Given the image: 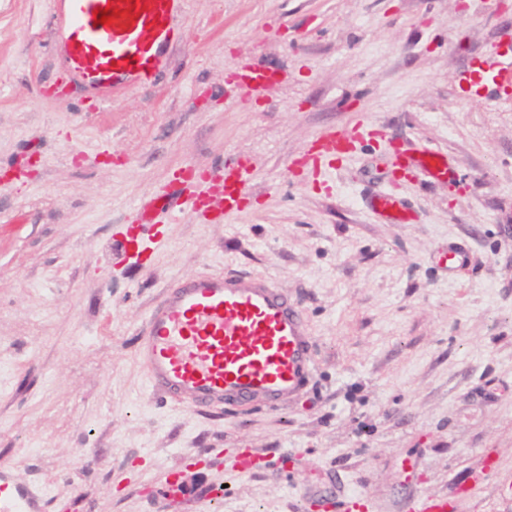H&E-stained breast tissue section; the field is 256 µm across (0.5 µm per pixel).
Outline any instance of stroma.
I'll use <instances>...</instances> for the list:
<instances>
[{
    "label": "stroma",
    "mask_w": 512,
    "mask_h": 512,
    "mask_svg": "<svg viewBox=\"0 0 512 512\" xmlns=\"http://www.w3.org/2000/svg\"><path fill=\"white\" fill-rule=\"evenodd\" d=\"M54 15L0 0V464L46 512H406L428 493L512 512V0H181L183 44L108 106L56 93ZM352 126L351 154L294 167ZM424 148L448 180L397 170ZM235 163L242 212L158 207L154 256L115 247L178 171ZM386 194L414 223L372 209ZM451 247L464 264L442 265ZM225 271L305 310L313 377L279 409L195 412L136 358L164 288ZM247 448L268 466L230 473Z\"/></svg>",
    "instance_id": "35a3bbf8"
}]
</instances>
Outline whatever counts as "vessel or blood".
<instances>
[{
	"label": "vessel or blood",
	"mask_w": 512,
	"mask_h": 512,
	"mask_svg": "<svg viewBox=\"0 0 512 512\" xmlns=\"http://www.w3.org/2000/svg\"><path fill=\"white\" fill-rule=\"evenodd\" d=\"M67 30L64 77L94 89L103 100L114 90L152 80L181 35L171 25L179 0H57ZM109 17L95 23V12ZM356 129L331 128L307 146L300 167L319 173L326 161L348 153ZM433 177L447 172L444 153L422 150L404 158L402 170ZM252 181L241 164L207 178L206 194H192L187 209L217 222L240 211ZM315 343L299 304L270 279L243 272L184 276L163 290L137 342V356L153 393L197 412L277 408L310 381ZM252 450L231 461L234 474L261 468ZM0 512H43L39 494L16 484L0 467ZM409 512H455L453 500L422 495Z\"/></svg>",
	"instance_id": "b4317fda"
}]
</instances>
